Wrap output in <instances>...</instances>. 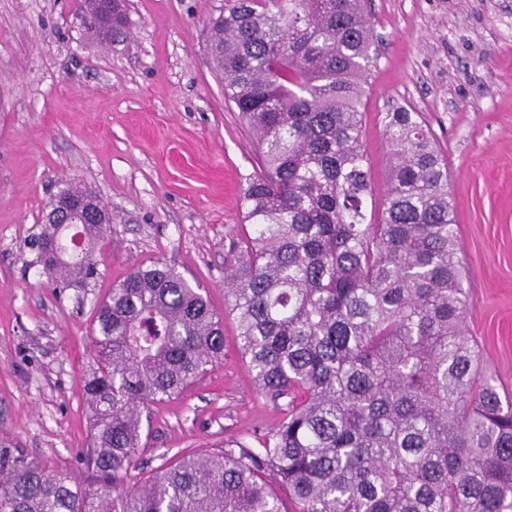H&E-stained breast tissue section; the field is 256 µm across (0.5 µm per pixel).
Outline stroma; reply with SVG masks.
Returning a JSON list of instances; mask_svg holds the SVG:
<instances>
[{
  "instance_id": "35a3bbf8",
  "label": "stroma",
  "mask_w": 512,
  "mask_h": 512,
  "mask_svg": "<svg viewBox=\"0 0 512 512\" xmlns=\"http://www.w3.org/2000/svg\"><path fill=\"white\" fill-rule=\"evenodd\" d=\"M225 0H126V37H89L80 0H0V443L71 473L90 421L95 306L155 259L224 306V265L247 225L240 196L254 137L224 99L207 49ZM377 59L362 141L376 196L390 144L385 116L419 112L448 159L466 327L512 395V0H369ZM76 183L111 215L91 288L53 287L30 265L51 195ZM279 409L257 390L224 317V358L153 405L141 454L156 467L234 438L254 441Z\"/></svg>"
}]
</instances>
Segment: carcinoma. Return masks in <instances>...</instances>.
<instances>
[{
  "label": "carcinoma",
  "instance_id": "obj_1",
  "mask_svg": "<svg viewBox=\"0 0 512 512\" xmlns=\"http://www.w3.org/2000/svg\"><path fill=\"white\" fill-rule=\"evenodd\" d=\"M103 40L122 30L85 21ZM208 47L260 166L224 267V311L161 259L97 306L78 485L0 448V512H512V397L465 330L448 162L418 113L386 115L377 220L362 144L373 63L365 0H227ZM100 224H44L33 263L58 288L98 276ZM281 410L260 447L226 440L137 479L150 406L224 357V313Z\"/></svg>",
  "mask_w": 512,
  "mask_h": 512
}]
</instances>
